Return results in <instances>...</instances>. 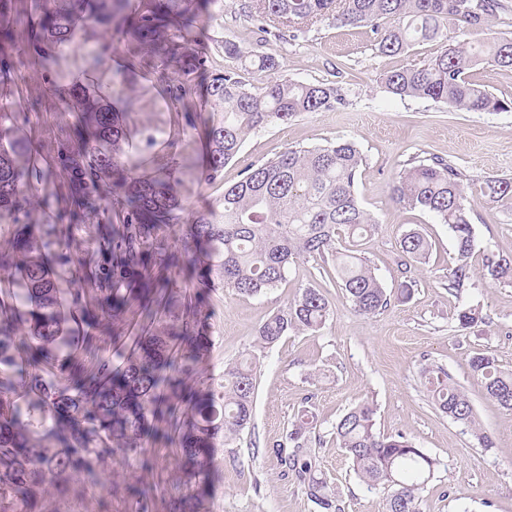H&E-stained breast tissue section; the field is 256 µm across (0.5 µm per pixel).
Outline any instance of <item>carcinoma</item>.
<instances>
[{
    "mask_svg": "<svg viewBox=\"0 0 512 512\" xmlns=\"http://www.w3.org/2000/svg\"><path fill=\"white\" fill-rule=\"evenodd\" d=\"M217 0H34L23 27L11 20L16 0H0V46L26 44L30 62L50 71L53 54L78 39L108 37L123 47L128 69L148 55L157 81L175 104L186 84L206 72L194 34ZM501 8L500 0H251L249 17L270 34L300 31L329 17L343 26H366L377 50L391 56L413 44L442 36L440 21L481 29ZM485 65L512 71V39L472 45L447 42L420 65L383 74L386 90L400 98L430 99L453 112L512 110V99L494 95L467 79ZM205 93L220 120L205 126L204 179H217L240 151L245 136L285 124L305 112L338 101L335 87L275 79L262 85L242 81L230 69L206 77ZM70 120L57 125L52 148L37 136L18 135L30 113L0 103V227L10 229L15 247L0 251V270L25 285V294L0 282V512H37L41 490L75 477L97 484L116 456H138L154 435L152 422L166 425L179 462L204 483L210 448L219 432L239 434L252 421L257 366L224 367V383L196 401L191 416L180 411V378L207 356L201 296L181 285L177 269L188 262L203 280L220 271L224 287L253 297L285 280L291 265L307 258L331 261L354 311L374 315L391 302L366 258L336 247L338 230L358 239L376 220L356 196L363 155L351 140L290 148L248 168L224 197L191 224L180 220L176 165L154 175L137 174L124 155L128 141L125 101L91 100L82 86L60 90ZM61 172L64 179L45 195L43 220L27 210L28 192ZM482 194L512 205V181L488 178ZM404 208L435 214L454 234L457 264L448 289L462 291L470 279L474 251L463 174L434 158L415 161L393 182ZM91 248L82 249L84 242ZM401 252L420 263L430 243L405 232ZM486 275L512 283V258L484 254ZM130 315L140 335L113 328L109 313ZM330 316L319 288H304L256 332L264 348L290 332L319 331ZM460 327L483 321L477 308L458 311ZM132 356L120 365L102 355L107 344ZM470 369L484 380L489 399L512 410V372L477 353ZM421 383L433 405L456 423L475 426L468 395L439 364L426 363ZM376 407L361 401L336 423V440L354 471L370 485L392 488L387 512H417L416 502L433 477L437 461L403 435L374 429ZM311 412L301 410L289 433L293 451L285 467L307 482V495L323 512H341L325 482L312 476L307 447ZM150 484L129 487L145 512L154 499ZM202 493L175 497L170 512H202Z\"/></svg>",
    "mask_w": 512,
    "mask_h": 512,
    "instance_id": "obj_1",
    "label": "carcinoma"
}]
</instances>
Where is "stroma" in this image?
Masks as SVG:
<instances>
[{
	"label": "stroma",
	"instance_id": "35a3bbf8",
	"mask_svg": "<svg viewBox=\"0 0 512 512\" xmlns=\"http://www.w3.org/2000/svg\"><path fill=\"white\" fill-rule=\"evenodd\" d=\"M242 2L223 0L196 33L209 71L231 68L255 85L271 80V73L257 71L249 60L225 59L224 44L230 41L250 57L275 55L281 76L332 85L341 100L332 110L304 113L250 133L217 180L202 179L199 135L184 118L188 112L210 118L203 90L193 87L181 104L169 105L150 68L128 72L121 49L104 48L97 39L79 42L56 53L53 75L29 64L21 69L20 85L0 83V102L14 100L19 88L25 104L64 121L68 114L56 87L106 89L120 82L128 101V151L143 174L169 160L177 163L185 224L213 207L225 187L242 179L249 167L288 148L344 138L355 140L363 153L357 197L377 223L359 249L392 295L390 306L371 316L356 313L334 268L318 258L299 261L285 281L257 297L237 295L217 274L205 290L210 350L188 375V385H220L225 364L234 361L253 358L258 369L252 427L234 440H214L204 512H318L303 483L280 460L291 423L305 407L315 416L308 435L315 477L335 492L342 512H386L390 487L362 481L334 435L339 418L361 400L375 404L378 433L404 434L437 459L435 474L417 501L418 512H512V410L490 401L483 381L469 367L473 354L483 352L512 371V284L488 279L482 265L489 251L512 257V208L490 203L479 191L486 178L512 179V111L451 112L440 103L386 91L383 72L423 63L441 50V42H419L386 57L369 28L331 20L295 37L286 33L276 38L259 30ZM99 53L105 61L91 69L90 61ZM434 157L466 177L475 248L469 284L457 295L448 290V271L457 261L451 230L432 213L403 208L391 194L408 163ZM410 229L420 232L431 250L426 263L406 269L399 241ZM407 279L414 283L412 295L397 299L398 287ZM307 287L324 289L329 299L332 314L324 327L313 334L291 332L272 347L260 348L259 325ZM472 305L481 308L485 323L460 328L457 311ZM428 362L444 365L466 392L475 428L452 422L434 408L420 380V369ZM480 430L491 436L492 447L480 445ZM136 482L158 486L149 512H168L169 497L186 490L185 476L165 439L154 438L143 455L113 460L101 485L78 477L48 487L39 512H134L127 487Z\"/></svg>",
	"mask_w": 512,
	"mask_h": 512
}]
</instances>
